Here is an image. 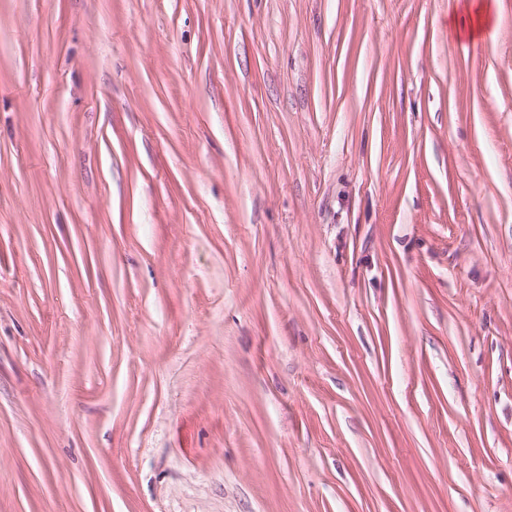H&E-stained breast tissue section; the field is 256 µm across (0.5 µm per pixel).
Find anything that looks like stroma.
<instances>
[{"label": "stroma", "mask_w": 512, "mask_h": 512, "mask_svg": "<svg viewBox=\"0 0 512 512\" xmlns=\"http://www.w3.org/2000/svg\"><path fill=\"white\" fill-rule=\"evenodd\" d=\"M0 0V512H512V0ZM495 1L465 0L461 10L453 15L448 35L458 41L477 42L493 37L495 31Z\"/></svg>", "instance_id": "35a3bbf8"}]
</instances>
